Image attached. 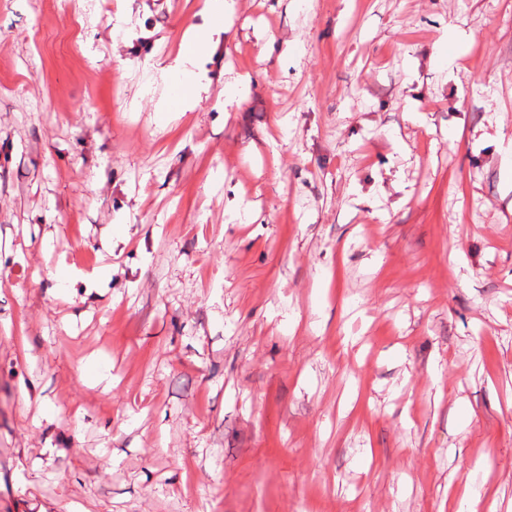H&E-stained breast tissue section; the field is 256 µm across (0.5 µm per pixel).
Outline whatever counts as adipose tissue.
<instances>
[{"label":"adipose tissue","mask_w":512,"mask_h":512,"mask_svg":"<svg viewBox=\"0 0 512 512\" xmlns=\"http://www.w3.org/2000/svg\"><path fill=\"white\" fill-rule=\"evenodd\" d=\"M226 9V0H202L201 14L208 23L207 28L191 29L184 36L177 55L151 73L147 88L158 94L159 112L190 110L207 94L210 81L199 71L198 62L213 37L223 33Z\"/></svg>","instance_id":"1"}]
</instances>
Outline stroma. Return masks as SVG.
<instances>
[{
  "label": "stroma",
  "instance_id": "stroma-1",
  "mask_svg": "<svg viewBox=\"0 0 512 512\" xmlns=\"http://www.w3.org/2000/svg\"><path fill=\"white\" fill-rule=\"evenodd\" d=\"M193 2L0 0V512H512V0ZM227 8L224 0H203L201 14L208 22V29L192 28L184 36L177 56L151 73L146 86L149 92L159 93L157 112H185L207 94L210 80L198 70V62L207 52L209 41L224 32ZM176 84L181 86L182 96L179 105L173 107L170 91Z\"/></svg>",
  "mask_w": 512,
  "mask_h": 512
}]
</instances>
